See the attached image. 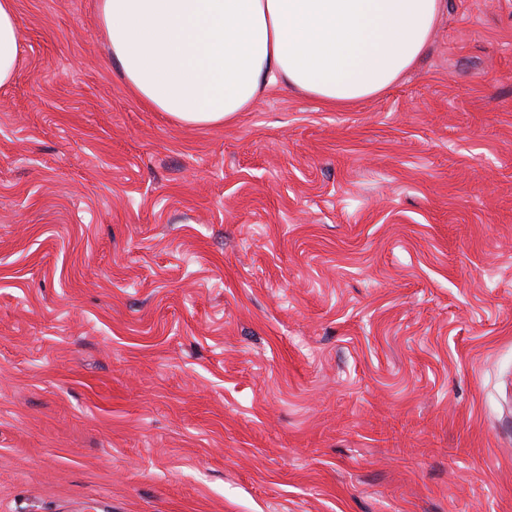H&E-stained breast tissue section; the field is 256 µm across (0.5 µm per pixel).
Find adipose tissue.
I'll return each instance as SVG.
<instances>
[{
  "instance_id": "1",
  "label": "adipose tissue",
  "mask_w": 512,
  "mask_h": 512,
  "mask_svg": "<svg viewBox=\"0 0 512 512\" xmlns=\"http://www.w3.org/2000/svg\"><path fill=\"white\" fill-rule=\"evenodd\" d=\"M444 0H98L127 89L187 125H216L283 85L334 108L387 91L426 50ZM26 50L0 0V87Z\"/></svg>"
}]
</instances>
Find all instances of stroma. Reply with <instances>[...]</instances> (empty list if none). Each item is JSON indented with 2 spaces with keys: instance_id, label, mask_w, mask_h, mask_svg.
Masks as SVG:
<instances>
[{
  "instance_id": "35a3bbf8",
  "label": "stroma",
  "mask_w": 512,
  "mask_h": 512,
  "mask_svg": "<svg viewBox=\"0 0 512 512\" xmlns=\"http://www.w3.org/2000/svg\"><path fill=\"white\" fill-rule=\"evenodd\" d=\"M0 88V512H512V0L419 64L221 125L15 0ZM26 44L19 28L15 0H0V87L12 84Z\"/></svg>"
}]
</instances>
